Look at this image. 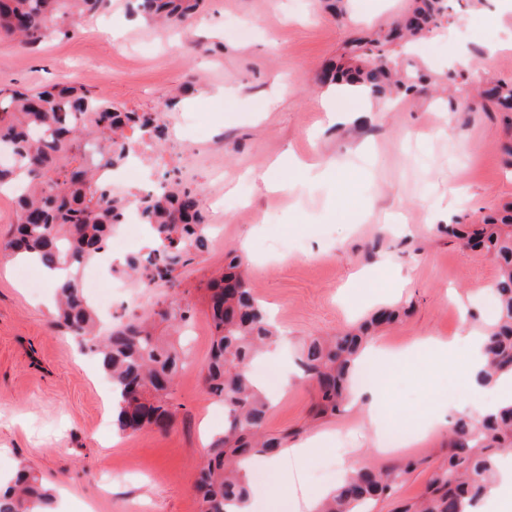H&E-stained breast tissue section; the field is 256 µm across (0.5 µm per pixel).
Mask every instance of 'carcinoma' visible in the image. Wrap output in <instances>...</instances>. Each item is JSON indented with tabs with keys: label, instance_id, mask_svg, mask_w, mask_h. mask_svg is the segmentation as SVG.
<instances>
[{
	"label": "carcinoma",
	"instance_id": "obj_1",
	"mask_svg": "<svg viewBox=\"0 0 512 512\" xmlns=\"http://www.w3.org/2000/svg\"><path fill=\"white\" fill-rule=\"evenodd\" d=\"M197 2L141 0L140 9L150 19L171 23L185 19ZM105 3L0 0V37L31 47L54 34H67L74 17L94 14ZM447 10V0H414L401 27L353 39L350 63L332 70L328 82L367 97L414 93L426 75L412 64L401 66L390 45L426 35ZM491 91L496 104L512 102V81H500ZM163 133L156 115L121 111L101 92L56 85L35 93L0 89V149L13 158L11 167L0 168V186H22L16 196V229L6 248L58 273L57 323L80 349L99 359L112 384L113 422L123 432L172 424L171 388L184 368V356L155 335L148 316L100 332L74 269L108 251L112 226L124 216L125 205L112 196L98 167L123 165L140 141L148 139L157 147ZM162 180L167 190L140 199L141 216L152 227L159 249L146 261L132 256L127 270L177 287L176 267L208 250L209 228L195 195L177 175L166 173ZM448 235L484 249L497 264V319L483 348L482 376L490 381L512 372V205L479 225L450 224ZM226 260L224 275L208 282L213 336L202 373L208 394L224 402L227 419L224 434L209 444L196 481L200 512H228V506L243 503L249 495L245 462L278 452L299 433L269 436L263 430L271 403L256 388L250 366L280 335L240 272L242 257L231 250ZM153 314L178 328L191 318V306L175 290ZM397 318L396 311L383 309L355 333L303 344L297 365L315 390L313 418L341 410L352 361L372 332ZM505 452H512V405L479 421L455 419L447 461L432 470L426 494L400 512H474L495 482L497 462ZM415 468L412 460H395L377 470L359 468L317 512H372ZM54 504L53 492L26 467L0 488V512H52Z\"/></svg>",
	"mask_w": 512,
	"mask_h": 512
}]
</instances>
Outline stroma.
I'll return each mask as SVG.
<instances>
[{
	"label": "stroma",
	"mask_w": 512,
	"mask_h": 512,
	"mask_svg": "<svg viewBox=\"0 0 512 512\" xmlns=\"http://www.w3.org/2000/svg\"><path fill=\"white\" fill-rule=\"evenodd\" d=\"M345 4L334 15L319 0H202L185 26L162 29L132 14L130 0H107L34 49L0 40V87L76 84L170 122L190 152L177 158L165 145L157 154L216 227L208 251L177 271L195 313L171 394L176 417L164 432L112 426L98 362L55 326L43 270L0 255V477L27 463L54 489L60 512H199V466L224 429V405L200 376L212 336L205 286L228 250L245 248V276L283 336L265 428L302 425L325 445L303 460L282 457L288 483L272 495L287 497L291 512H310L315 491L337 483L339 448L375 468L416 461L375 512H397L425 492L447 454L449 424L437 414L475 395L462 370L436 367L425 377L403 353L426 336L492 326L496 265L447 227L481 223L512 201V168L503 164L512 113L482 110L474 97L449 100L441 89L459 72L452 56L461 46L483 85L512 81V0H454L450 19L402 55L435 85L387 105L350 99L347 118L328 125L322 105L336 91L322 84L324 72L349 41L387 26L411 0ZM293 155L309 172L293 192L269 193L263 176L292 177ZM384 307L403 312L372 340L399 354L379 420L400 438L391 454L375 452L379 430L368 429L365 410L348 405L308 423L314 392L295 364L305 341L345 333Z\"/></svg>",
	"instance_id": "obj_1"
}]
</instances>
